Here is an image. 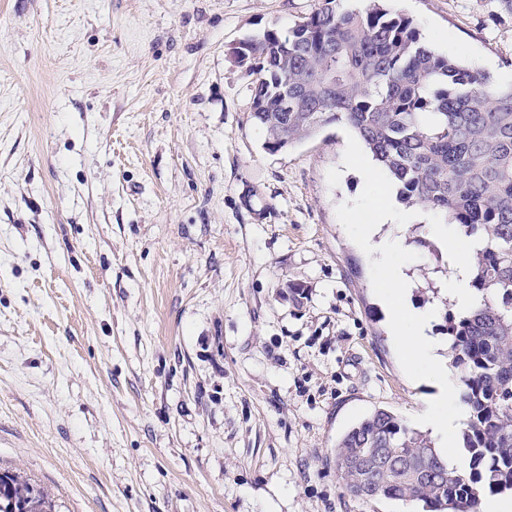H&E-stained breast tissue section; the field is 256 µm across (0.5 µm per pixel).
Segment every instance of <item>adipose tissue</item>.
<instances>
[{"instance_id": "obj_1", "label": "adipose tissue", "mask_w": 512, "mask_h": 512, "mask_svg": "<svg viewBox=\"0 0 512 512\" xmlns=\"http://www.w3.org/2000/svg\"><path fill=\"white\" fill-rule=\"evenodd\" d=\"M348 162L360 168L365 185L372 191L374 208L357 233L362 245L379 262V295L384 307L390 336L405 364L416 380L433 388L421 423L436 437L439 447L456 459V430L464 415L456 405L457 391L448 378V365L442 357L445 343L433 333L435 310L416 308L410 303L415 283L400 256L403 243L391 235V228L409 222L429 225L439 249L445 254L450 269L440 287L441 298L467 311L479 304L482 294L472 288L471 258L480 250L482 239L461 235L457 225L436 223L430 211L420 208L403 214L397 207V190L362 153L358 145H350Z\"/></svg>"}]
</instances>
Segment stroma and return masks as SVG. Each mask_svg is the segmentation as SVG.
Listing matches in <instances>:
<instances>
[{
  "label": "stroma",
  "mask_w": 512,
  "mask_h": 512,
  "mask_svg": "<svg viewBox=\"0 0 512 512\" xmlns=\"http://www.w3.org/2000/svg\"><path fill=\"white\" fill-rule=\"evenodd\" d=\"M512 76L499 0H384ZM317 0H0V466L59 512H416L339 439L432 390L392 345L343 120L280 151L239 42ZM415 306L447 272L400 231Z\"/></svg>",
  "instance_id": "1"
}]
</instances>
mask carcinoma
<instances>
[{"instance_id":"1","label":"carcinoma","mask_w":512,"mask_h":512,"mask_svg":"<svg viewBox=\"0 0 512 512\" xmlns=\"http://www.w3.org/2000/svg\"><path fill=\"white\" fill-rule=\"evenodd\" d=\"M288 34L269 30L248 54L259 77L251 117L282 150L341 118L400 185V200L487 236L473 286L482 301L448 324L467 412L455 466L434 442L378 409L336 445L343 489L362 501L481 512L485 492L512 493V86L436 53L413 19L381 0H318ZM384 452L393 463L371 467ZM0 512H58L54 496L0 469Z\"/></svg>"}]
</instances>
